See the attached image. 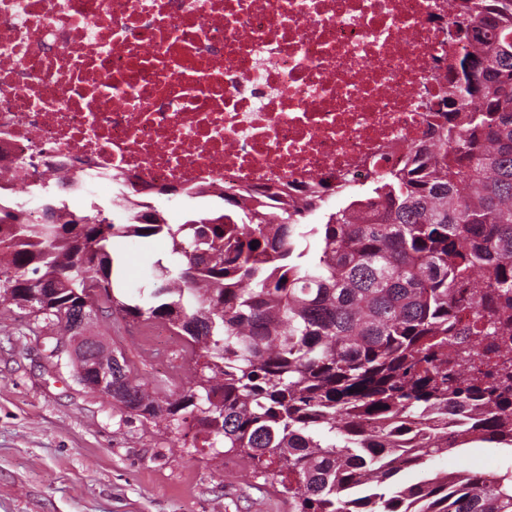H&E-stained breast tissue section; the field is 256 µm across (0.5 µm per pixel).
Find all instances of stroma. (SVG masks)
Instances as JSON below:
<instances>
[{
  "mask_svg": "<svg viewBox=\"0 0 512 512\" xmlns=\"http://www.w3.org/2000/svg\"><path fill=\"white\" fill-rule=\"evenodd\" d=\"M160 242L127 244L128 292H148ZM93 330L130 360L159 398L175 399L193 378L190 359L142 355L143 328L97 313ZM57 335L27 311L0 306V512H288L252 469L183 431L157 430L120 412L76 377Z\"/></svg>",
  "mask_w": 512,
  "mask_h": 512,
  "instance_id": "obj_1",
  "label": "stroma"
}]
</instances>
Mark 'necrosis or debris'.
I'll return each instance as SVG.
<instances>
[{
  "mask_svg": "<svg viewBox=\"0 0 512 512\" xmlns=\"http://www.w3.org/2000/svg\"><path fill=\"white\" fill-rule=\"evenodd\" d=\"M448 0H0V182L308 185L404 164L443 122Z\"/></svg>",
  "mask_w": 512,
  "mask_h": 512,
  "instance_id": "necrosis-or-debris-1",
  "label": "necrosis or debris"
}]
</instances>
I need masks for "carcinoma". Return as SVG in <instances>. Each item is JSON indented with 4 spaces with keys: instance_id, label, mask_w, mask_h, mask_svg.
Here are the masks:
<instances>
[{
    "instance_id": "carcinoma-1",
    "label": "carcinoma",
    "mask_w": 512,
    "mask_h": 512,
    "mask_svg": "<svg viewBox=\"0 0 512 512\" xmlns=\"http://www.w3.org/2000/svg\"><path fill=\"white\" fill-rule=\"evenodd\" d=\"M454 7L450 39L477 45L445 74L460 105L429 148L346 190L345 205L324 210L321 184L316 205L292 210L278 189L229 188L224 209L182 224L152 206L117 224L38 179L42 209L66 216L0 202V304L64 336L87 331L82 306L100 300L127 323L165 325L195 360L189 388L158 400L120 352L112 404L167 429L195 420L288 512H512V466L492 481L429 466L477 442L512 451V0ZM150 238L170 262L136 303L115 248ZM410 470L424 477L407 483Z\"/></svg>"
}]
</instances>
